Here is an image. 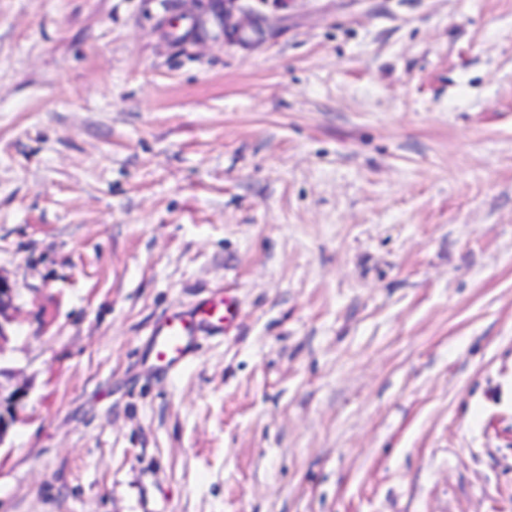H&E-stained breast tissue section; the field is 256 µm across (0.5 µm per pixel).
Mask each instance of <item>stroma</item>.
<instances>
[{
	"mask_svg": "<svg viewBox=\"0 0 512 512\" xmlns=\"http://www.w3.org/2000/svg\"><path fill=\"white\" fill-rule=\"evenodd\" d=\"M175 2L0 0V512H512V0ZM207 1L210 3L204 7V12L210 10L214 13L216 19L223 27L224 37L229 41H246V30H250L253 34L258 35L259 37L264 35V30L261 25L260 18L254 17L250 19L247 25L237 19V13L243 10V8L238 5V3L242 2L243 0ZM245 26H248L249 28H245ZM15 288L0 277V342L4 341L7 334L5 325L10 322L8 313L13 307ZM231 303L216 295L192 314L173 312L158 323L150 336V350L155 363L167 372L182 368L190 355L194 331L200 324L225 328L230 322ZM5 371L0 368V446L8 438L17 422L16 407L25 396L20 388H13L2 383Z\"/></svg>",
	"mask_w": 512,
	"mask_h": 512,
	"instance_id": "35a3bbf8",
	"label": "stroma"
}]
</instances>
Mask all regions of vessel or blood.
<instances>
[{"label":"vessel or blood","instance_id":"obj_1","mask_svg":"<svg viewBox=\"0 0 512 512\" xmlns=\"http://www.w3.org/2000/svg\"><path fill=\"white\" fill-rule=\"evenodd\" d=\"M230 307L229 299L217 295L193 313L175 312L167 316L150 336L155 363L168 372L182 368L190 355L196 327L203 323L213 328L226 327L231 318Z\"/></svg>","mask_w":512,"mask_h":512}]
</instances>
